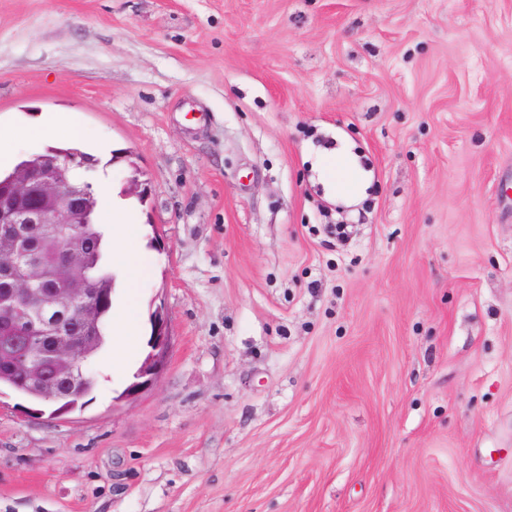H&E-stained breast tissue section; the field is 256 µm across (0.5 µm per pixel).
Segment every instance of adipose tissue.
Instances as JSON below:
<instances>
[{"mask_svg": "<svg viewBox=\"0 0 512 512\" xmlns=\"http://www.w3.org/2000/svg\"><path fill=\"white\" fill-rule=\"evenodd\" d=\"M20 134L32 141H40L49 136H61L69 140L79 137L76 125L62 122L55 116L36 117L21 131L0 126V166L10 163L13 141ZM318 166L321 179L331 196L348 204L359 202L365 197L369 185L368 174L350 147L324 151ZM98 220L114 244L112 259L123 266L127 288H137L150 271L149 261L143 254L129 253L124 244L139 236V223L129 212L111 206L102 208Z\"/></svg>", "mask_w": 512, "mask_h": 512, "instance_id": "obj_1", "label": "adipose tissue"}]
</instances>
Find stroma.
Instances as JSON below:
<instances>
[{
    "label": "stroma",
    "mask_w": 512,
    "mask_h": 512,
    "mask_svg": "<svg viewBox=\"0 0 512 512\" xmlns=\"http://www.w3.org/2000/svg\"><path fill=\"white\" fill-rule=\"evenodd\" d=\"M43 112L152 269L82 409L0 394V512H512V0H0V124ZM321 179L327 192L347 203H356L366 195L368 174L350 146L325 150L319 159ZM150 322L152 334L147 345L151 350L135 374V381L128 385L122 398H131L151 385L165 367L171 336L164 307L159 306L152 312Z\"/></svg>",
    "instance_id": "35a3bbf8"
}]
</instances>
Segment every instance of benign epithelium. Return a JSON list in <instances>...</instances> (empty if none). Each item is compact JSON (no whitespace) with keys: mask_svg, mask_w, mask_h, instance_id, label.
Segmentation results:
<instances>
[{"mask_svg":"<svg viewBox=\"0 0 512 512\" xmlns=\"http://www.w3.org/2000/svg\"><path fill=\"white\" fill-rule=\"evenodd\" d=\"M72 157H45L40 163L20 167L0 184V235L21 252L25 224H44L53 241L54 264L62 284L32 288L43 280L40 258L24 262L0 251V269L10 274L12 287L0 298V368L20 372L25 382L55 407L54 414L70 410L68 398L87 392L93 375L88 366L92 351L102 339L101 315L110 303L84 272L86 246L71 233L86 222L87 192L71 184L67 170ZM74 317L78 335L62 324ZM150 352L125 389L130 398L151 385L164 369L171 344L164 307L151 314Z\"/></svg>","mask_w":512,"mask_h":512,"instance_id":"benign-epithelium-1","label":"benign epithelium"}]
</instances>
